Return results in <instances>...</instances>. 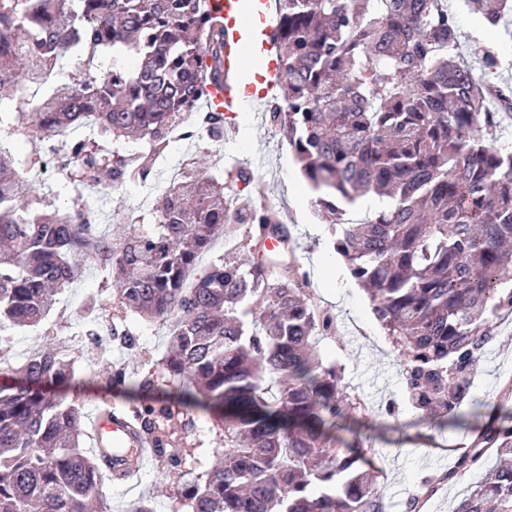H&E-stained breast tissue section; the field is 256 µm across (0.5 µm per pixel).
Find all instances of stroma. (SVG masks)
<instances>
[{
	"instance_id": "1",
	"label": "stroma",
	"mask_w": 512,
	"mask_h": 512,
	"mask_svg": "<svg viewBox=\"0 0 512 512\" xmlns=\"http://www.w3.org/2000/svg\"><path fill=\"white\" fill-rule=\"evenodd\" d=\"M448 4L457 17L462 45L474 39L494 44L502 53L503 77L512 78V38L485 27L464 0H448ZM237 122L233 139L199 144L192 149L191 160L215 172L239 164L256 168L266 183L270 203L292 228L298 243L295 260L308 277L312 300L332 310L338 320L335 339L322 342L320 349L343 366L346 383L370 407L369 417L352 422L351 430L371 439V456L391 504L390 512H402L404 499L423 478L444 473L450 479L428 499L425 512H452L482 476L478 470L456 471L457 457L472 447L489 414H512V319L498 325V335L476 369L472 393L485 401V408L442 429L419 421L406 403L392 347L368 296L356 287L334 250L328 224L316 209L303 212L297 205L290 172L296 160L287 142L268 127L264 113L246 112ZM146 330V337H135L133 346L111 343L106 368L100 365L94 348L85 347L77 356V366L89 380L82 388L68 390L67 399L132 403V395L107 383L106 371L131 372L160 362L166 353L168 330L159 323L147 325ZM104 494L111 512H129L142 498L151 499L156 512L170 509L167 490L157 481L151 463L127 483L105 485Z\"/></svg>"
}]
</instances>
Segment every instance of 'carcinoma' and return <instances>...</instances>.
I'll use <instances>...</instances> for the list:
<instances>
[{"mask_svg":"<svg viewBox=\"0 0 512 512\" xmlns=\"http://www.w3.org/2000/svg\"><path fill=\"white\" fill-rule=\"evenodd\" d=\"M280 96L265 113L288 140L318 193L350 277L397 356L408 402L442 424L471 396L474 368L512 313V144L495 137L512 114V83L489 94L475 69H500L480 46L477 65L459 54L448 0H276ZM471 11L512 37L509 0H467ZM224 19L204 0H0V359L20 328L43 330L65 289L94 266L104 276L83 304L85 321L57 317L50 346L34 349L0 382V512H90L104 508L112 478L110 439L99 459L83 447L79 404L49 394L51 382H85L71 351L97 336L112 291L131 325L169 326L160 367L114 379L132 395L163 389L134 409L132 427L157 454V479L171 505L189 512H388L367 459V438L337 448L349 417L369 415L344 382V367L318 344L336 336V315L312 304L306 276L271 253L269 238L293 241L288 225L258 198L232 205L240 185L258 196L262 177L241 165L212 173L189 163L154 203L149 227L100 214L52 184L20 193L44 163L15 148L90 119L65 163L73 187L115 189L146 182L169 148L166 128L224 83ZM122 50L132 64L100 61ZM80 59L67 91L44 92L42 76ZM41 96L44 110L33 107ZM224 113L195 112L198 127L224 137ZM369 194L391 205L359 220L341 204ZM229 247L212 254L220 237ZM278 270L275 282L271 269ZM216 448L181 446L203 421ZM481 440L498 462L453 512H512V418L491 421ZM486 448L457 468L480 469Z\"/></svg>","mask_w":512,"mask_h":512,"instance_id":"cac0c4a2","label":"carcinoma"}]
</instances>
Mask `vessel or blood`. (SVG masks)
I'll return each instance as SVG.
<instances>
[{
    "mask_svg": "<svg viewBox=\"0 0 512 512\" xmlns=\"http://www.w3.org/2000/svg\"><path fill=\"white\" fill-rule=\"evenodd\" d=\"M210 8L224 18L226 44L224 83L207 87L211 106L228 118H236L246 109L242 97L246 70H254L267 89L281 81L278 68V31L271 0H210ZM93 441L103 435L112 437V468L133 478L153 454L151 442L135 433L122 404L95 402L90 415Z\"/></svg>",
    "mask_w": 512,
    "mask_h": 512,
    "instance_id": "b4317fda",
    "label": "vessel or blood"
}]
</instances>
